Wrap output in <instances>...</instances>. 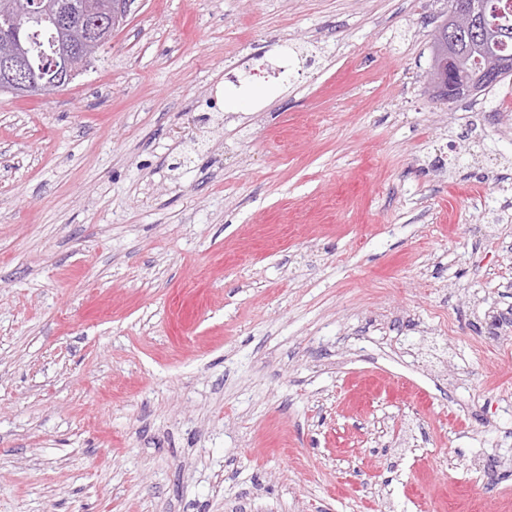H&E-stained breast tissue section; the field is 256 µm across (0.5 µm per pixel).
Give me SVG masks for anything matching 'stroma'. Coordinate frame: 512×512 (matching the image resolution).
<instances>
[{
  "label": "stroma",
  "mask_w": 512,
  "mask_h": 512,
  "mask_svg": "<svg viewBox=\"0 0 512 512\" xmlns=\"http://www.w3.org/2000/svg\"><path fill=\"white\" fill-rule=\"evenodd\" d=\"M447 13L132 0L0 94V512H512V78L435 100Z\"/></svg>",
  "instance_id": "stroma-1"
}]
</instances>
